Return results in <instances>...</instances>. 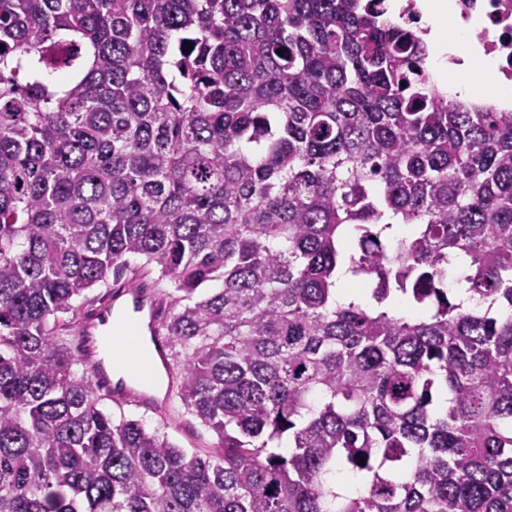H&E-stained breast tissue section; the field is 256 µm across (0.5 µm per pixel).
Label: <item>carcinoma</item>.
Listing matches in <instances>:
<instances>
[{
    "instance_id": "obj_1",
    "label": "carcinoma",
    "mask_w": 512,
    "mask_h": 512,
    "mask_svg": "<svg viewBox=\"0 0 512 512\" xmlns=\"http://www.w3.org/2000/svg\"><path fill=\"white\" fill-rule=\"evenodd\" d=\"M381 2L0 0V512H512V112ZM128 272L212 455L98 408Z\"/></svg>"
}]
</instances>
